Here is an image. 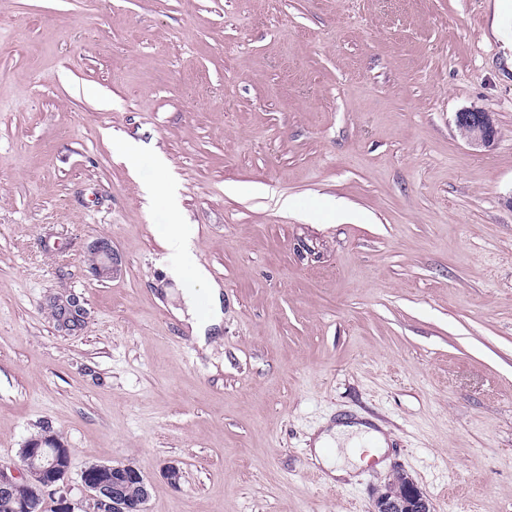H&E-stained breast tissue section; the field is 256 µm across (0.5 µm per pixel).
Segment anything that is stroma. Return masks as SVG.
Segmentation results:
<instances>
[{
  "mask_svg": "<svg viewBox=\"0 0 512 512\" xmlns=\"http://www.w3.org/2000/svg\"><path fill=\"white\" fill-rule=\"evenodd\" d=\"M489 25L487 0H0V461L48 428L75 500L109 461L147 512H370L399 471L435 512H512V66ZM472 108L492 150L455 127ZM161 177L223 287L208 352L161 285ZM358 417L387 449L338 448L355 471L328 480L311 438ZM455 124L460 136L471 146L490 148L498 136L494 117L483 110L457 112ZM87 260L92 274L100 281L112 279L117 271V259L109 239L100 238L92 243Z\"/></svg>",
  "mask_w": 512,
  "mask_h": 512,
  "instance_id": "35a3bbf8",
  "label": "stroma"
}]
</instances>
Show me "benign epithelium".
I'll list each match as a JSON object with an SVG mask.
<instances>
[{"label":"benign epithelium","instance_id":"benign-epithelium-1","mask_svg":"<svg viewBox=\"0 0 512 512\" xmlns=\"http://www.w3.org/2000/svg\"><path fill=\"white\" fill-rule=\"evenodd\" d=\"M460 136L471 146L490 148L498 129L494 117L483 110L459 112L455 118ZM88 263L100 281L110 280L117 271V259L109 239L100 238L89 246ZM22 463L0 465V498L12 502L14 512H38L40 501L54 498L58 512H76L65 479L71 466L70 449L61 441L31 439L19 451ZM87 506L84 512H145L149 482L132 464L101 463L80 474ZM28 487L24 498L15 497L17 488ZM372 512H432L429 499L403 472L390 480L373 502Z\"/></svg>","mask_w":512,"mask_h":512}]
</instances>
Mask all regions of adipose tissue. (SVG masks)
Instances as JSON below:
<instances>
[{
    "label": "adipose tissue",
    "mask_w": 512,
    "mask_h": 512,
    "mask_svg": "<svg viewBox=\"0 0 512 512\" xmlns=\"http://www.w3.org/2000/svg\"><path fill=\"white\" fill-rule=\"evenodd\" d=\"M149 194L165 218L160 235L168 255L161 262V270L179 291L178 305L172 314L199 347H208L211 336L224 321L222 288L199 262L193 246L194 228L181 222L173 193L163 181L158 180L150 185ZM366 444L381 448L385 445V438L367 424L348 423L322 432L315 442L314 451L332 476L340 477L344 471L335 467L332 448L342 445L354 449Z\"/></svg>",
    "instance_id": "1"
}]
</instances>
